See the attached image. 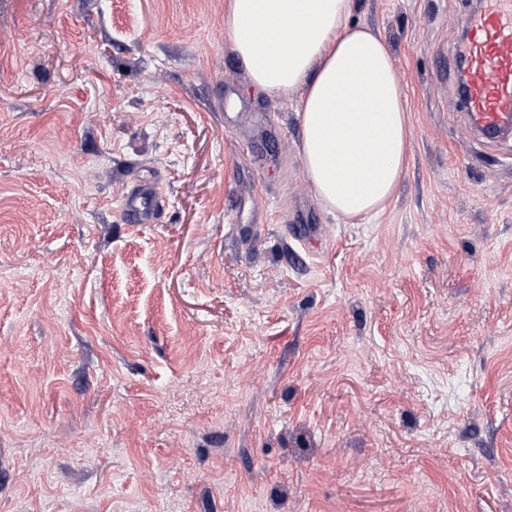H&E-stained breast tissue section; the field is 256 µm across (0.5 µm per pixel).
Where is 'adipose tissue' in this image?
<instances>
[{
  "instance_id": "1",
  "label": "adipose tissue",
  "mask_w": 512,
  "mask_h": 512,
  "mask_svg": "<svg viewBox=\"0 0 512 512\" xmlns=\"http://www.w3.org/2000/svg\"><path fill=\"white\" fill-rule=\"evenodd\" d=\"M353 0H229L251 83L304 88L301 156L317 199L345 221L383 212L407 160L410 114L391 52L351 23Z\"/></svg>"
}]
</instances>
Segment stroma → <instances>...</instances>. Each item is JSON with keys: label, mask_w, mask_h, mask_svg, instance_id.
<instances>
[{"label": "stroma", "mask_w": 512, "mask_h": 512, "mask_svg": "<svg viewBox=\"0 0 512 512\" xmlns=\"http://www.w3.org/2000/svg\"><path fill=\"white\" fill-rule=\"evenodd\" d=\"M228 2L0 0V512H512V142L448 73L471 0H353L411 114L367 224L316 200L303 92L252 86ZM140 179L165 205L121 223Z\"/></svg>", "instance_id": "35a3bbf8"}]
</instances>
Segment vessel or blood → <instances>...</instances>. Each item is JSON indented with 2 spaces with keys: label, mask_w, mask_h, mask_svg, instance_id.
Here are the masks:
<instances>
[{
  "label": "vessel or blood",
  "mask_w": 512,
  "mask_h": 512,
  "mask_svg": "<svg viewBox=\"0 0 512 512\" xmlns=\"http://www.w3.org/2000/svg\"><path fill=\"white\" fill-rule=\"evenodd\" d=\"M467 28L469 37L457 56L464 64L461 99L468 122L483 141L511 137L512 0H482ZM162 200L157 181H138L121 199L122 223H155Z\"/></svg>",
  "instance_id": "obj_1"
}]
</instances>
